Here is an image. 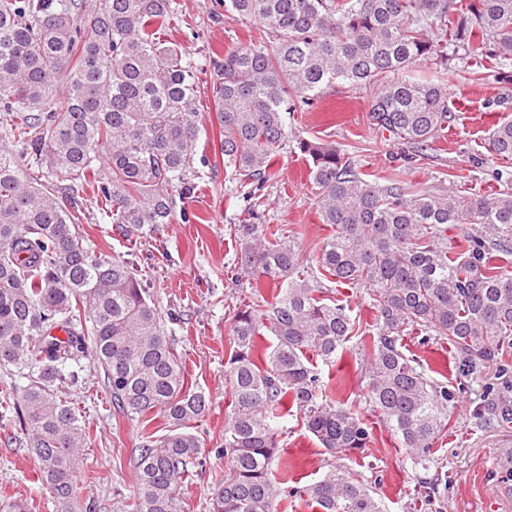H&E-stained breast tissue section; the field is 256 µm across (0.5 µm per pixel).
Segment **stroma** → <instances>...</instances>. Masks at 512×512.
Segmentation results:
<instances>
[{
	"label": "stroma",
	"instance_id": "35a3bbf8",
	"mask_svg": "<svg viewBox=\"0 0 512 512\" xmlns=\"http://www.w3.org/2000/svg\"><path fill=\"white\" fill-rule=\"evenodd\" d=\"M178 2L187 21L169 38L204 69L196 103L201 128L196 154L210 157L219 143V126L211 103L214 75L206 67L210 56L231 47L248 48L249 38L244 24L225 19L220 0ZM418 71L426 78L447 79L449 105L456 114L447 134L432 143L425 158L411 160L405 144L375 129L369 120L371 92L364 88L330 89L313 111L295 113L289 121L288 145L275 160L277 178L262 189L266 206L258 219L294 236L308 261L316 260L336 230L320 219L298 140L336 143L365 179L382 184L395 181L437 193L483 195L512 180V162L498 159L488 148L493 125L512 118V82L477 73L474 63L456 56L450 57L447 68L423 61ZM186 209L187 218H175L142 238L117 230L89 196L78 227L94 250L133 262L174 340L186 384L203 389L211 399L209 412L192 424L206 452L180 494L183 512H209L215 477L225 470L215 448L232 410L224 364L234 316L253 299L252 279L234 262L239 248L235 228L251 218L237 180L220 166L205 167ZM401 346L425 377L447 385L454 394L451 418L434 443L430 465L439 477L438 490L427 495L404 449L371 412L364 356L354 346L338 353L334 362L316 365L322 381L336 385V400L357 412L371 433L369 446L350 453L346 465L375 487L385 512H512V483L502 484L493 464L495 449L512 447V422L477 414L494 396V365L461 376L454 348L443 339H426L416 329L405 332ZM69 400L91 432L76 471L81 504L91 512H119L121 500L133 492L141 427L112 413L103 371L95 366L86 367ZM279 428L281 447L272 472L280 490L278 512H314L295 492L316 480L332 457L301 415L284 419ZM38 471V461L26 445L0 437V497L23 499L31 512H66L38 481Z\"/></svg>",
	"mask_w": 512,
	"mask_h": 512
}]
</instances>
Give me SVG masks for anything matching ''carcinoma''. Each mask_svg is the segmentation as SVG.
Segmentation results:
<instances>
[{"label": "carcinoma", "mask_w": 512, "mask_h": 512, "mask_svg": "<svg viewBox=\"0 0 512 512\" xmlns=\"http://www.w3.org/2000/svg\"><path fill=\"white\" fill-rule=\"evenodd\" d=\"M246 21L251 47L211 59L218 149L224 168L250 186L257 216L263 185L288 142L287 115L306 112L344 84L374 88L370 120L422 157L448 128V84L413 78L416 62L462 53L512 78V0H224ZM182 20L176 0H0V366L27 378L0 380V429L21 431L53 498L79 504L75 464L88 435L67 389L84 363L104 371L112 408L142 425L135 492L126 512H177L180 487L205 441L188 425L206 415L205 391L185 385L132 263L93 250L79 232L91 190L121 232L144 236L176 217L196 190L197 67L168 39ZM512 161V120L488 137ZM322 223L336 227L316 263L320 275L360 288L375 310L365 374L369 406L414 465L433 461L454 393L427 379L400 350L410 327L446 338L467 371L499 362L492 415L512 421V275L487 266L512 249V188L487 196L436 194L368 181L334 143L301 139ZM476 224L468 249L448 257V225ZM240 224L237 265L275 295L237 312L227 360L233 412L217 453L227 470L211 512H276V423L295 409L336 457L297 491L316 512H384L372 485L341 460L368 447L358 413L327 390L308 352L331 362L355 336L349 304L326 301L305 274L295 242ZM275 337L257 354L261 328ZM162 417L170 433L147 430ZM512 480V447L494 452Z\"/></svg>", "instance_id": "carcinoma-1"}]
</instances>
